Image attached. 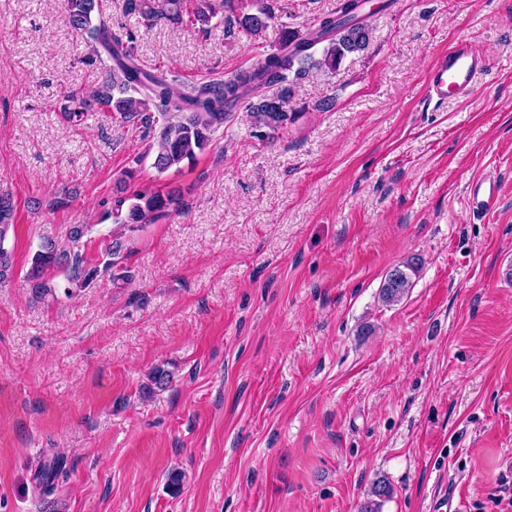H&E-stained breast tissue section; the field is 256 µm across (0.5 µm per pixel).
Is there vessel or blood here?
Here are the masks:
<instances>
[{
	"instance_id": "1",
	"label": "vessel or blood",
	"mask_w": 512,
	"mask_h": 512,
	"mask_svg": "<svg viewBox=\"0 0 512 512\" xmlns=\"http://www.w3.org/2000/svg\"><path fill=\"white\" fill-rule=\"evenodd\" d=\"M489 60L484 53L466 41H458L442 53L430 69L427 90L430 97L443 101L472 96L477 79L484 74ZM500 184L492 175L473 179L467 188V204L474 215H483L497 204Z\"/></svg>"
}]
</instances>
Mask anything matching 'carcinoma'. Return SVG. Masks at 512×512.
<instances>
[{"label":"carcinoma","mask_w":512,"mask_h":512,"mask_svg":"<svg viewBox=\"0 0 512 512\" xmlns=\"http://www.w3.org/2000/svg\"><path fill=\"white\" fill-rule=\"evenodd\" d=\"M228 0H126V10L140 18L142 26L150 28L160 21L200 29L218 14L224 13ZM362 0H343L336 12L320 17L302 33L284 28L280 47L251 68L241 70L226 81L193 86L186 93L176 92L162 75L142 68L135 58L132 32L121 35L103 18L99 0H66L70 25L89 37L95 45L96 57L103 55L112 61L106 68L102 85L91 94L72 92L70 105L64 112L67 122L80 125L87 113L108 110L123 120L138 119L149 129L160 115L163 125L152 143L153 167L160 173L193 161L206 150L214 130L224 124L228 108L248 101V116L252 135L260 140L273 136L295 122L298 112L293 104L296 81L308 76L333 75L343 60L366 51L372 41V30L365 23ZM273 19L267 3L257 4L256 12L237 18V30L251 37L262 33ZM260 89L270 93L255 102L249 96ZM134 172H125L117 186L119 196L112 210L104 212L100 222L115 218L118 227L109 234L101 258L85 256L83 239L90 225L74 224L65 244L42 242L31 258L26 280L34 297L42 299L63 291L70 296L91 286L101 275L114 279L129 278L128 271L115 272L117 257L126 249L125 230L134 231L169 215L181 204L172 191L128 192V179ZM16 209L13 196L0 192V282L8 279L11 263L5 247L14 230ZM419 268L413 257L391 270L380 289V299L387 305L399 302L412 287L411 276ZM172 380L163 364L153 366L149 381L158 389ZM64 473L63 459L53 457L38 469L39 483L47 493ZM392 496V487L385 480L374 483L358 512H381L383 503Z\"/></svg>","instance_id":"1"}]
</instances>
